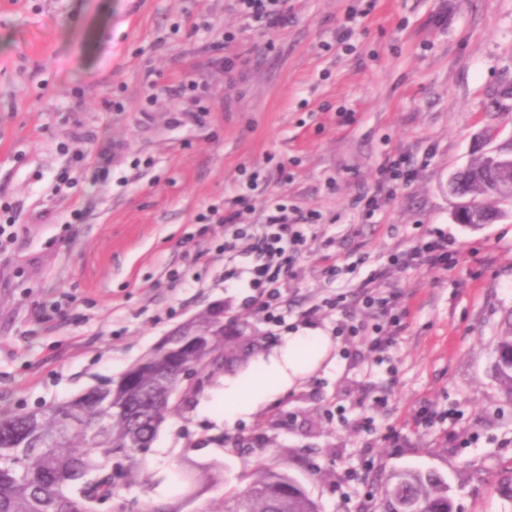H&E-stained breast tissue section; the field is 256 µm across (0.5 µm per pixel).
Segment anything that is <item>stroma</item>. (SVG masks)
Here are the masks:
<instances>
[{"instance_id": "1", "label": "stroma", "mask_w": 512, "mask_h": 512, "mask_svg": "<svg viewBox=\"0 0 512 512\" xmlns=\"http://www.w3.org/2000/svg\"><path fill=\"white\" fill-rule=\"evenodd\" d=\"M288 7L287 27L263 30L237 0H0V222L19 216L0 249V413L118 378L220 301L250 339L161 426L146 452L153 500L181 492L187 456L219 465L228 487L262 462L287 470L321 512H375L406 470L441 474L457 512H512L494 491L512 464V399L492 371L512 220L453 223L445 189L481 131L512 136V0ZM236 56L245 64L226 71ZM190 80L206 84L201 102L178 93ZM105 149L103 169L80 165ZM390 151L418 174L365 216L355 199L376 191ZM245 191L243 223H261L271 198L319 218L280 327L248 306L245 282L225 287L224 229L198 220ZM437 228L454 266L392 264ZM333 263L345 274L330 278ZM370 281L402 322L380 366L339 332L381 322L362 303ZM339 293L341 309L328 303ZM303 330L331 338L328 358L258 414L219 422L225 379H256L258 359Z\"/></svg>"}]
</instances>
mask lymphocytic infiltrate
<instances>
[{"mask_svg": "<svg viewBox=\"0 0 512 512\" xmlns=\"http://www.w3.org/2000/svg\"><path fill=\"white\" fill-rule=\"evenodd\" d=\"M416 175V167L411 158L402 153L388 155L380 170L379 189L361 196L367 214H374L384 201L385 194L394 193L398 188L410 184ZM247 196H237L225 201L224 211L217 217L224 226V285L232 287L240 279H247L253 295L252 306L274 324L281 325L285 317L280 310L281 287L290 276L296 254L306 242L305 230L311 226L308 217L296 216L287 204L274 202L265 208V221L261 224L241 223L244 210L250 209ZM250 239L249 252H242L240 242ZM454 251L444 232L432 231L427 238L412 251L395 256V263L403 266H422L449 263ZM365 305L388 314L386 325L376 326L375 334L368 339L371 353H385L397 330L401 319L393 314V293L381 289L365 292Z\"/></svg>", "mask_w": 512, "mask_h": 512, "instance_id": "f902f5d3", "label": "lymphocytic infiltrate"}]
</instances>
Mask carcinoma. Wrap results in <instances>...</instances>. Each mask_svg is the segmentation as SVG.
I'll list each match as a JSON object with an SVG mask.
<instances>
[{
  "mask_svg": "<svg viewBox=\"0 0 512 512\" xmlns=\"http://www.w3.org/2000/svg\"><path fill=\"white\" fill-rule=\"evenodd\" d=\"M497 174L482 158L462 174L463 187L480 199V215L494 220L491 187ZM188 348L181 361L214 374L223 369L224 326L205 312L182 326ZM493 373L512 399V310L497 337ZM173 353L155 346L116 380L47 408L0 414V512H91L96 501L120 497L142 470L139 444L153 443L159 425L177 405ZM197 465L180 461L181 481L190 490L174 502L149 499L139 512H187L207 490L224 483L215 471L198 481ZM241 489L224 491L197 512H320L287 472L259 465ZM379 512H454L448 485L434 471L408 470L391 477Z\"/></svg>",
  "mask_w": 512,
  "mask_h": 512,
  "instance_id": "carcinoma-1",
  "label": "carcinoma"
}]
</instances>
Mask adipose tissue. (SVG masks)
Wrapping results in <instances>:
<instances>
[{"label":"adipose tissue","instance_id":"adipose-tissue-1","mask_svg":"<svg viewBox=\"0 0 512 512\" xmlns=\"http://www.w3.org/2000/svg\"><path fill=\"white\" fill-rule=\"evenodd\" d=\"M328 337L301 332L286 338L271 354L259 360L260 375L250 385L228 380L224 383V412L226 424L259 412L273 397L312 372L325 358Z\"/></svg>","mask_w":512,"mask_h":512}]
</instances>
